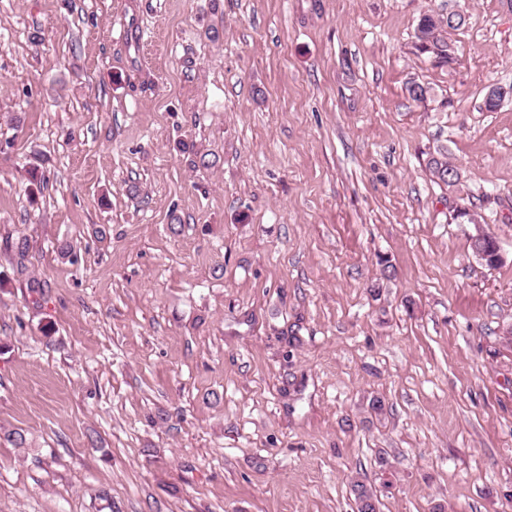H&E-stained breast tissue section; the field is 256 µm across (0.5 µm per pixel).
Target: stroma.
<instances>
[{
	"label": "stroma",
	"mask_w": 512,
	"mask_h": 512,
	"mask_svg": "<svg viewBox=\"0 0 512 512\" xmlns=\"http://www.w3.org/2000/svg\"><path fill=\"white\" fill-rule=\"evenodd\" d=\"M493 85L512 0H0V512H512ZM418 30L427 35V39L423 40L418 36ZM444 29H442L437 22L436 14L424 13L417 24L415 30V39L420 43L416 46L417 49L422 52L429 54L433 58L439 57L444 59L443 65L447 64L448 55H451L448 51V42L443 36ZM440 156H432L428 162L427 167L431 174L440 182L448 186H455L459 180L458 173H450L452 166L448 165V160L442 153ZM453 168V167H452ZM352 493L356 503L357 512H379V500L375 489L361 481L352 483Z\"/></svg>",
	"instance_id": "35a3bbf8"
}]
</instances>
